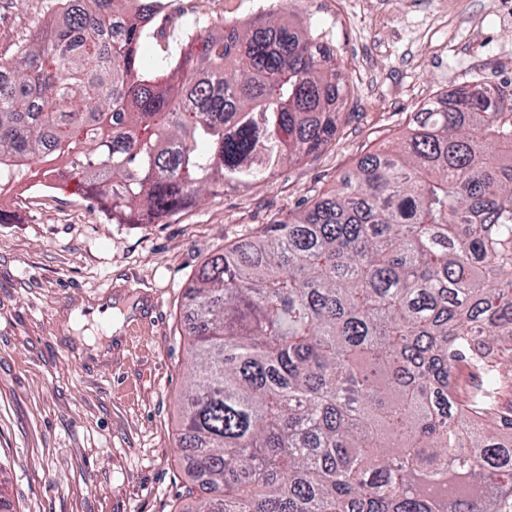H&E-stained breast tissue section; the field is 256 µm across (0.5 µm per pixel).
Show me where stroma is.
Masks as SVG:
<instances>
[{"label": "stroma", "mask_w": 512, "mask_h": 512, "mask_svg": "<svg viewBox=\"0 0 512 512\" xmlns=\"http://www.w3.org/2000/svg\"><path fill=\"white\" fill-rule=\"evenodd\" d=\"M164 0L167 34L220 36L287 9L333 47L349 82L333 140L266 183L155 224H118L53 175L0 201L1 494L13 512H183L178 448L188 358L185 291L214 253L311 207L428 99L512 80V6L463 0ZM49 0H0V60L50 23ZM96 304L117 330L99 336Z\"/></svg>", "instance_id": "1"}]
</instances>
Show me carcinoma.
Masks as SVG:
<instances>
[{"mask_svg":"<svg viewBox=\"0 0 512 512\" xmlns=\"http://www.w3.org/2000/svg\"><path fill=\"white\" fill-rule=\"evenodd\" d=\"M129 2L54 0L0 65V184L53 162L154 224L336 134L347 81L288 11L174 44L159 82ZM395 141L186 289L190 512H512V90L474 80Z\"/></svg>","mask_w":512,"mask_h":512,"instance_id":"carcinoma-1","label":"carcinoma"}]
</instances>
